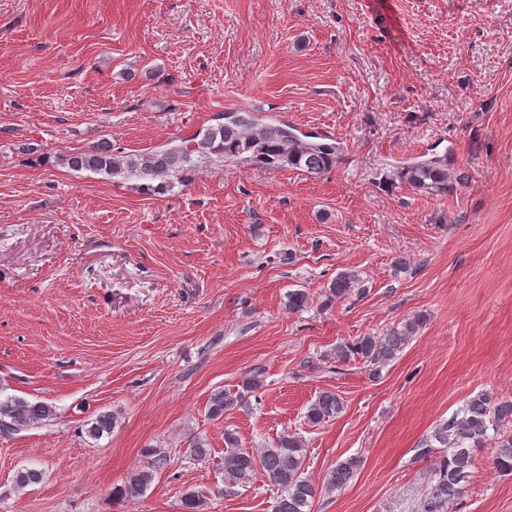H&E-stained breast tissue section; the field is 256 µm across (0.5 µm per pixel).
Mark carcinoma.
Masks as SVG:
<instances>
[{
  "label": "carcinoma",
  "mask_w": 512,
  "mask_h": 512,
  "mask_svg": "<svg viewBox=\"0 0 512 512\" xmlns=\"http://www.w3.org/2000/svg\"><path fill=\"white\" fill-rule=\"evenodd\" d=\"M342 147L338 143L315 140V135L301 138L286 122L259 123L249 113L227 112L222 121L198 130L189 139L175 144L171 141L151 150L123 155L112 151V145L101 143L91 148L63 155V163L72 171L91 172L108 179L135 181L144 192L161 193L174 183L187 185L192 181L197 162L217 167L251 166L265 170L291 168L321 176L339 162ZM382 182L388 186L406 184L432 195H446L451 188L449 160L446 156L392 165L383 172ZM360 283L357 275L341 272L329 286L330 297L338 300L350 296ZM420 319L414 318L383 336H360L352 342L336 346V362L344 363L357 356L372 366V374L391 361L417 332ZM242 400L241 394L222 390L211 394L208 413L217 419L224 411ZM344 401L333 391H323L308 406L307 423L317 426L342 413ZM56 417V408L47 402H31L22 397H0V421L15 431L37 428ZM512 422V400L493 392L476 394L448 420L436 425L422 441L418 456L427 457L442 448L430 474V490L421 501L420 512H447L450 503L463 496L464 483L475 464L473 450L493 442V464L503 474L512 473V431L504 424ZM117 423L109 412L99 413L89 422L87 433L98 439L112 433ZM228 451L224 454V473L235 484L252 481L258 475L282 488L273 512H307L317 488L303 477L306 456L305 441L295 432L281 434L269 448L246 450L237 447V439L224 433ZM150 462L132 473L123 484L112 490L115 502L140 498L153 480L154 473L165 467L167 455L152 448L147 450ZM359 461L348 458L336 463L325 475L322 489L340 491L354 477ZM43 472L34 468L18 470L13 486L22 490L38 484Z\"/></svg>",
  "instance_id": "carcinoma-1"
}]
</instances>
